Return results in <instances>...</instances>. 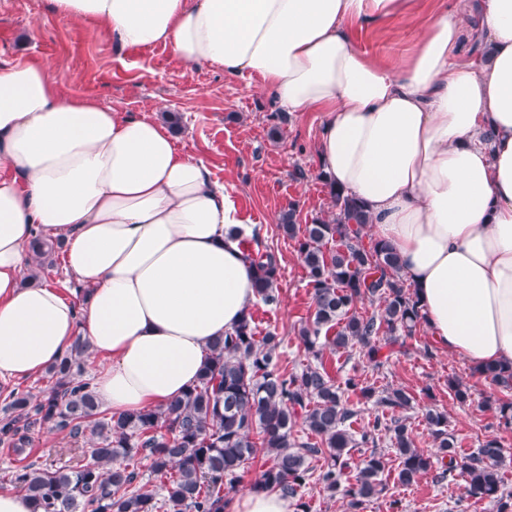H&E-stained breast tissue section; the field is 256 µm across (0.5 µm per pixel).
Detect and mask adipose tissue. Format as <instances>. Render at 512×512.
<instances>
[{
    "label": "adipose tissue",
    "mask_w": 512,
    "mask_h": 512,
    "mask_svg": "<svg viewBox=\"0 0 512 512\" xmlns=\"http://www.w3.org/2000/svg\"><path fill=\"white\" fill-rule=\"evenodd\" d=\"M52 3L119 46L162 44L191 68L259 77L286 111L322 113L323 177L396 252L433 340L512 366V0L482 2L486 56L457 59L464 18L443 6L392 65L351 29L411 17L414 0ZM0 166V379L40 374L82 339L113 415L193 386L257 298L234 185L179 149L158 109L64 95L26 60L0 70ZM37 238L62 243L80 303L28 280Z\"/></svg>",
    "instance_id": "adipose-tissue-1"
}]
</instances>
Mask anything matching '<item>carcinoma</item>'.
<instances>
[{
	"label": "carcinoma",
	"mask_w": 512,
	"mask_h": 512,
	"mask_svg": "<svg viewBox=\"0 0 512 512\" xmlns=\"http://www.w3.org/2000/svg\"><path fill=\"white\" fill-rule=\"evenodd\" d=\"M329 193V215L301 227L290 208L278 224L295 241L314 306L312 320L298 331L299 344L317 360L326 346L339 351L356 345L374 359L379 336L387 343L411 336L423 316L391 247L362 243L366 211L340 191ZM253 240L258 249L244 255L255 266L259 300L273 306L280 298V266L275 253L261 247L259 235ZM365 298L378 301V310L359 313L356 304ZM282 343L275 333L257 335L248 312L213 343L208 364L186 393L162 407L115 417L101 408L90 380L81 375L89 346L77 339L48 369L45 389L14 388L3 399L0 444L20 454L35 428L58 429L75 441L90 436L91 462L53 469L31 461L15 466L10 482L24 492L32 512H161L166 506L174 512H224V481L234 480L261 455L265 462L252 490L296 497L297 512H310L299 491L314 483L329 498L340 497L350 512H362L386 490L383 433L399 460L402 484L434 470L441 483L461 476L468 496L490 498L499 512H512V493L502 491L498 472L504 452L498 437H486L460 464L447 413L428 407L423 418L438 454H426L415 446L408 416L415 398L406 389L364 386L354 376L340 386L320 363L281 371L276 360ZM478 375L512 387V367L487 366ZM349 392L382 412L357 437L346 427L355 415L344 399ZM484 405L500 426L512 429V399L489 396ZM299 421L303 437L295 434ZM361 448L370 452L354 457ZM320 456L324 465L317 470L310 463ZM143 459L159 481L157 493L136 485Z\"/></svg>",
	"instance_id": "1"
}]
</instances>
